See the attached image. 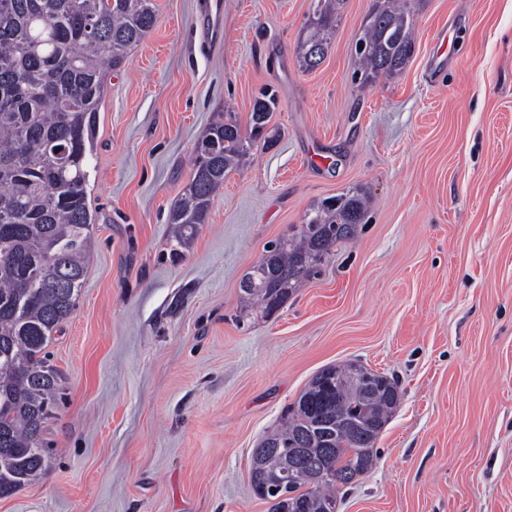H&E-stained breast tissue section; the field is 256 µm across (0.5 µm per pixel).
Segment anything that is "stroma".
<instances>
[{"instance_id":"stroma-1","label":"stroma","mask_w":512,"mask_h":512,"mask_svg":"<svg viewBox=\"0 0 512 512\" xmlns=\"http://www.w3.org/2000/svg\"><path fill=\"white\" fill-rule=\"evenodd\" d=\"M155 0L112 73L88 194L93 262L49 348L64 376L52 463L0 512H269L251 454L311 377L356 359L401 400L339 512H512V0H421L414 53L354 81L373 0H348L300 68L310 0ZM271 88L273 146L230 173L183 259L168 214L197 141L249 132ZM361 189L365 224L271 318L237 323L240 281L308 207ZM224 18V1L209 0L206 7V14L203 20V26L207 29V38L210 40L217 37L220 31L222 20Z\"/></svg>"}]
</instances>
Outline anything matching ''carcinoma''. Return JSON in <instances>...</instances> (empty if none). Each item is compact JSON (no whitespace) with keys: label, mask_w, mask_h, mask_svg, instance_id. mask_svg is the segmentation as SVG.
Masks as SVG:
<instances>
[{"label":"carcinoma","mask_w":512,"mask_h":512,"mask_svg":"<svg viewBox=\"0 0 512 512\" xmlns=\"http://www.w3.org/2000/svg\"><path fill=\"white\" fill-rule=\"evenodd\" d=\"M346 2L311 0L297 46L304 70L323 62ZM419 2L374 0L354 44L360 81L405 68ZM156 21L155 0H0V497L51 465L46 435L64 378L48 348L76 307L91 256L96 218L87 185L98 114L110 72ZM276 103L275 94L261 93L247 135L223 119L198 141L168 216L172 258L207 223L224 178L264 137ZM366 209L360 189L310 206L305 224L271 242L246 273L239 319L275 314L354 237ZM400 398L394 379L358 361L321 368L258 444L275 450L261 459L264 468H291L288 483L263 494L252 482L251 492L270 512H322L373 468Z\"/></svg>","instance_id":"cac0c4a2"}]
</instances>
